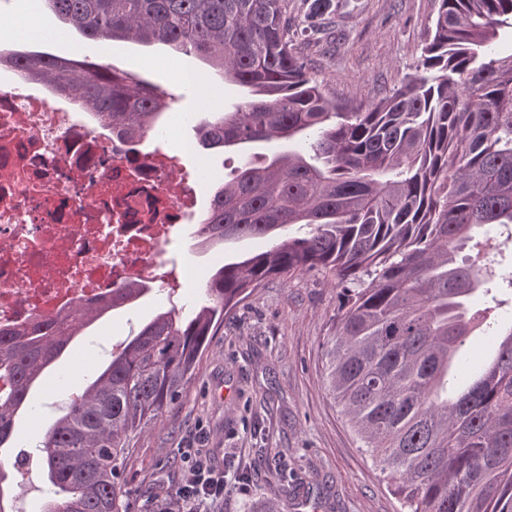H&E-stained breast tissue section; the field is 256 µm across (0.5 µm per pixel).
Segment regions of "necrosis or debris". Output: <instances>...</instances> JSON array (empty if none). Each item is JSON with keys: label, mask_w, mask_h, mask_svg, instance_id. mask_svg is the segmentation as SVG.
Masks as SVG:
<instances>
[{"label": "necrosis or debris", "mask_w": 512, "mask_h": 512, "mask_svg": "<svg viewBox=\"0 0 512 512\" xmlns=\"http://www.w3.org/2000/svg\"><path fill=\"white\" fill-rule=\"evenodd\" d=\"M199 181L181 155L93 129L84 110L16 77L0 89V325L163 282L159 256L194 213Z\"/></svg>", "instance_id": "1"}]
</instances>
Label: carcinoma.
<instances>
[{
	"label": "carcinoma",
	"mask_w": 512,
	"mask_h": 512,
	"mask_svg": "<svg viewBox=\"0 0 512 512\" xmlns=\"http://www.w3.org/2000/svg\"><path fill=\"white\" fill-rule=\"evenodd\" d=\"M99 41L159 42L194 53L250 89L197 128L206 148L297 149L246 160L211 196L193 237L203 248L279 237L218 266L195 315L157 313L95 370L37 448L53 495L41 512H127L130 435L159 419L194 375L224 315L274 275L325 269L342 289L324 349L330 397L406 512H512V319L485 325L492 361L458 389L468 302L487 279L457 253L482 227L512 224V0H439L420 60L379 101L329 100L290 47L288 0H42ZM309 0L308 18L336 12ZM30 81L78 100L119 137L160 131L166 93L101 64L0 53ZM291 224L303 236H283ZM150 288L0 326V449L36 381L80 331ZM0 466V512H16Z\"/></svg>",
	"instance_id": "1"
}]
</instances>
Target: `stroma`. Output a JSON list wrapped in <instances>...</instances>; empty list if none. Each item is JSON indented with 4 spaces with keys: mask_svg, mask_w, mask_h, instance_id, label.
Returning <instances> with one entry per match:
<instances>
[{
    "mask_svg": "<svg viewBox=\"0 0 512 512\" xmlns=\"http://www.w3.org/2000/svg\"><path fill=\"white\" fill-rule=\"evenodd\" d=\"M26 0H0V51L49 52L75 60L108 64L179 96L165 111V127H178L192 144L189 163L205 159L208 175L199 192L209 200L224 177L255 152L254 147L205 150L196 128L211 109L192 86L176 81L174 67L208 70L201 58L163 44H114L93 41L62 24L51 12L38 16L41 37L9 36L14 18L26 12ZM439 0H344L316 32L302 34L306 0H288L289 38L327 97L348 105H371L411 74L437 16ZM170 59L173 69H156L155 59ZM186 225L166 254L170 268L193 266L175 303L192 315L204 296L215 266L268 248L263 239L200 249ZM339 302L331 272L314 270L269 278L225 317L202 353L194 377L168 412L133 439L123 464L128 488L137 496V512L151 502L174 501L175 491L195 457L215 467L235 464L239 484L224 491L216 512H300L302 502L318 512H401L371 458L364 454L340 408L330 398L323 370V345ZM165 290L155 288L135 305L108 314L85 329L56 370L29 399L17 423L16 450L25 472L16 486L18 512H39L47 484L40 454L30 435L40 434L80 388L86 373L75 372L77 355L90 366L108 361L100 347L106 336L127 338L151 315L169 309Z\"/></svg>",
    "mask_w": 512,
    "mask_h": 512,
    "instance_id": "stroma-1",
    "label": "stroma"
}]
</instances>
